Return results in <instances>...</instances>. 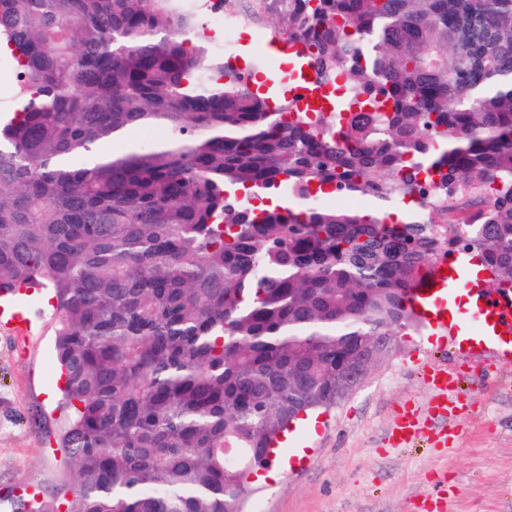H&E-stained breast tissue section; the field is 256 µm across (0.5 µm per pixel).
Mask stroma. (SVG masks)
<instances>
[{
	"label": "stroma",
	"instance_id": "stroma-1",
	"mask_svg": "<svg viewBox=\"0 0 512 512\" xmlns=\"http://www.w3.org/2000/svg\"><path fill=\"white\" fill-rule=\"evenodd\" d=\"M38 326L0 329V499L51 497L72 472L55 438L63 424L54 311L43 289L26 298ZM431 327L401 338L394 354L334 408L301 422L271 470L253 483L243 512H512V370L492 345L463 351ZM460 379L462 408L447 447L395 448L389 435L404 407L428 413L421 365Z\"/></svg>",
	"mask_w": 512,
	"mask_h": 512
}]
</instances>
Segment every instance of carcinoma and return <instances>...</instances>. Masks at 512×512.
<instances>
[{"label":"carcinoma","instance_id":"1","mask_svg":"<svg viewBox=\"0 0 512 512\" xmlns=\"http://www.w3.org/2000/svg\"><path fill=\"white\" fill-rule=\"evenodd\" d=\"M281 5L332 86L312 120L210 49L202 0H0V290L52 293L74 468L14 512H241L439 261L512 287V0ZM0 108L7 109L13 106L16 102L18 87L16 83L10 78V71H14L13 65L8 58L0 57Z\"/></svg>","mask_w":512,"mask_h":512}]
</instances>
